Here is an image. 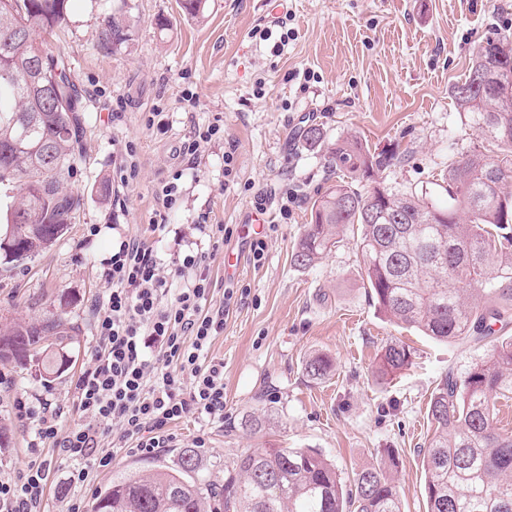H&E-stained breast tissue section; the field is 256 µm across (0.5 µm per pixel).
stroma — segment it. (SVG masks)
<instances>
[{
  "label": "stroma",
  "instance_id": "35a3bbf8",
  "mask_svg": "<svg viewBox=\"0 0 512 512\" xmlns=\"http://www.w3.org/2000/svg\"><path fill=\"white\" fill-rule=\"evenodd\" d=\"M125 4L138 25L116 51L101 39L102 20ZM160 17L168 18L167 29L158 28ZM265 28L274 37L289 31L287 44L258 38ZM495 29L512 30V0H207L200 18L184 15L179 0H70L69 22L50 43L68 58L79 90L83 135L68 182L79 207L68 231L34 260L0 257V327L61 315L76 330L73 361L50 383L31 367L0 364V375L62 403L65 426L78 422L75 385L92 356L94 306L108 289L113 225L133 235L160 225L153 246L166 263L194 245L211 249L192 234L202 216L231 225L235 232L214 251L211 275L218 286L250 290L211 349L224 362L223 422L184 419L171 424L168 447L150 455L118 452L110 468L92 473L86 512L112 477L149 470L192 447L205 470L219 474L247 451L316 448L345 478L391 448L400 461L403 512H427L418 450L432 432L430 398L443 374H465L491 345L447 344L388 323L361 279L352 235L314 267L294 265L292 248L310 204L328 185L324 154L299 131L312 125L330 141L355 133L372 151L401 154L373 184L423 190L446 203L441 169L482 143L451 88ZM153 112L166 114V132L148 129ZM215 122L223 136L193 162L176 159L191 125ZM129 157L139 176L126 186L120 169ZM177 168L179 205L158 213L154 189ZM255 212L272 225L259 266L239 230ZM228 253L242 258L232 273L224 266ZM396 341L409 345L412 363L377 383V356ZM316 354L332 362L320 381L304 371ZM0 432L7 436L4 476L31 454L3 392Z\"/></svg>",
  "mask_w": 512,
  "mask_h": 512
}]
</instances>
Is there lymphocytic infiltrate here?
<instances>
[{
	"label": "lymphocytic infiltrate",
	"mask_w": 512,
	"mask_h": 512,
	"mask_svg": "<svg viewBox=\"0 0 512 512\" xmlns=\"http://www.w3.org/2000/svg\"><path fill=\"white\" fill-rule=\"evenodd\" d=\"M156 230L152 224L144 234H119L112 246L111 288L95 310L92 361L75 386L81 422L63 427L64 408L51 400L20 392L11 398L30 448H51L69 464L74 494L65 512H85L78 492L91 471L111 466L115 450L167 447L169 425L190 416L224 419V363L210 350L249 291L216 292L205 251L186 252L164 269L152 245ZM176 278L182 287H173ZM49 478V464L37 456L1 476L0 512H44Z\"/></svg>",
	"instance_id": "lymphocytic-infiltrate-1"
}]
</instances>
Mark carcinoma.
I'll return each mask as SVG.
<instances>
[{"label": "carcinoma", "instance_id": "carcinoma-1", "mask_svg": "<svg viewBox=\"0 0 512 512\" xmlns=\"http://www.w3.org/2000/svg\"><path fill=\"white\" fill-rule=\"evenodd\" d=\"M67 3L0 0V184L15 190L0 220L12 225L28 259L62 237L78 207L64 186L81 138L77 90L66 57L35 38L62 25ZM130 29L126 13L109 18L112 50L128 43ZM36 60L44 64L37 82L27 76ZM490 69L495 85L465 92ZM452 96L497 152L475 147L448 163L447 205L423 192L354 188L391 167L395 155L375 154L355 135L339 137L327 146L328 168L343 180L314 199L292 261L314 266L355 226L363 281L380 314L440 342H481L496 324L512 322V33L493 32L480 44ZM73 336L61 318L1 328L0 363H33L50 383L69 361ZM410 359L405 345H385L376 377L396 375ZM331 367L316 355L305 372L321 381ZM511 395L512 338L497 341L465 375L442 376L428 406L432 434L419 450L428 512H512V434L494 421L497 400ZM382 453V465L344 479L313 448H264L237 456L221 481L184 448L173 468L162 463L112 479L97 494L96 512H402L390 474L398 457L391 448Z\"/></svg>", "mask_w": 512, "mask_h": 512}]
</instances>
